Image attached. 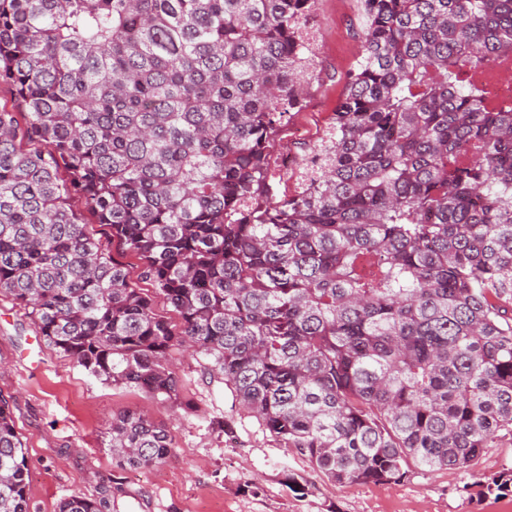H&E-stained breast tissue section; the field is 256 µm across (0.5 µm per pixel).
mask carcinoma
<instances>
[{
  "label": "carcinoma",
  "instance_id": "carcinoma-1",
  "mask_svg": "<svg viewBox=\"0 0 512 512\" xmlns=\"http://www.w3.org/2000/svg\"><path fill=\"white\" fill-rule=\"evenodd\" d=\"M316 2L0 0V296L89 375L164 401L171 350L203 355L335 483L469 468L512 445V100L483 82L512 59V0H359L361 58L281 197ZM109 447L124 469L174 443L127 411ZM0 512H29L4 400Z\"/></svg>",
  "mask_w": 512,
  "mask_h": 512
}]
</instances>
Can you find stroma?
<instances>
[{
	"label": "stroma",
	"mask_w": 512,
	"mask_h": 512,
	"mask_svg": "<svg viewBox=\"0 0 512 512\" xmlns=\"http://www.w3.org/2000/svg\"><path fill=\"white\" fill-rule=\"evenodd\" d=\"M317 76L283 123L273 157L300 159L328 126L361 52L358 0H318ZM181 407L88 375L36 331L27 311L0 297V399L23 444L29 512H57L62 498L123 489L118 512H512V495L486 493L512 468V446L486 449L469 469L410 471L400 482H331L247 414L205 360L170 353ZM147 412L174 440L160 466L115 468L113 415ZM223 420V428L213 420Z\"/></svg>",
	"instance_id": "stroma-1"
}]
</instances>
